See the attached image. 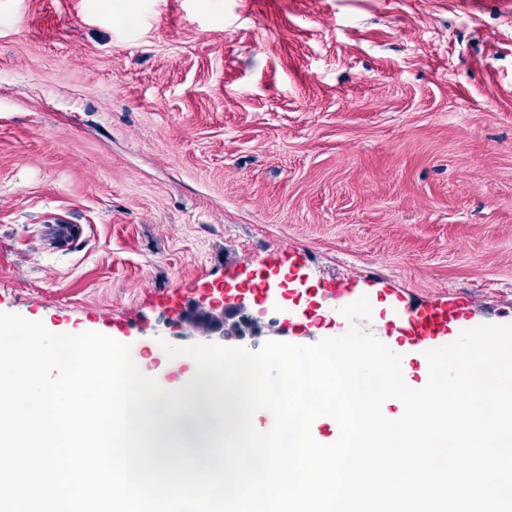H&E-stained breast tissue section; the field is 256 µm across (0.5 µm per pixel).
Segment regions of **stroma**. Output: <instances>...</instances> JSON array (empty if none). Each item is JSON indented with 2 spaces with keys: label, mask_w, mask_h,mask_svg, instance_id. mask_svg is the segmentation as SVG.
Wrapping results in <instances>:
<instances>
[{
  "label": "stroma",
  "mask_w": 512,
  "mask_h": 512,
  "mask_svg": "<svg viewBox=\"0 0 512 512\" xmlns=\"http://www.w3.org/2000/svg\"><path fill=\"white\" fill-rule=\"evenodd\" d=\"M261 278L315 320L224 345L341 335L340 285L512 324V0H0V312L177 387ZM182 320L203 336L245 335V325L259 328L258 318L252 313V303L245 293L234 297L230 306L211 304L208 309L193 305L182 313Z\"/></svg>",
  "instance_id": "stroma-1"
}]
</instances>
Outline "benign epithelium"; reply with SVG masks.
<instances>
[{
  "label": "benign epithelium",
  "instance_id": "7a95c632",
  "mask_svg": "<svg viewBox=\"0 0 512 512\" xmlns=\"http://www.w3.org/2000/svg\"><path fill=\"white\" fill-rule=\"evenodd\" d=\"M182 320L207 337L243 336L245 326L253 330L259 328L258 318L252 313V303L244 293L237 294L227 307L212 304L205 309L193 305L182 313Z\"/></svg>",
  "mask_w": 512,
  "mask_h": 512
}]
</instances>
